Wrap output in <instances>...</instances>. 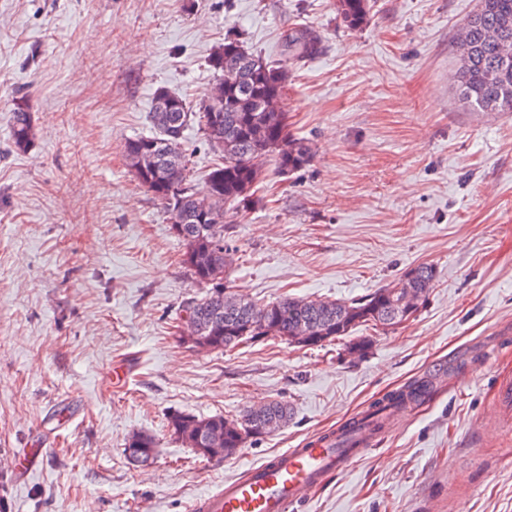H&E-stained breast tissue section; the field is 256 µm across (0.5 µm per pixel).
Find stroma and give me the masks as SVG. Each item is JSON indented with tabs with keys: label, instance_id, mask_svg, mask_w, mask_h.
<instances>
[{
	"label": "stroma",
	"instance_id": "stroma-1",
	"mask_svg": "<svg viewBox=\"0 0 512 512\" xmlns=\"http://www.w3.org/2000/svg\"><path fill=\"white\" fill-rule=\"evenodd\" d=\"M476 5L371 0L353 32L336 0H0V512H187L416 379L430 396L291 512H512V427L493 406L512 376V112L456 94ZM302 26L323 51L292 66L283 108L314 156L287 176L266 161L257 203L230 219L234 288L348 300L420 264L435 286L395 329L352 332L371 342L360 357L343 339L196 351L175 324L200 288L123 145L149 134L157 89L205 101L227 35L278 61ZM23 95L37 138L18 152ZM270 400L288 425L228 458L169 432L176 412ZM136 432L157 442L149 462L125 452ZM40 438L49 456L18 477L12 457Z\"/></svg>",
	"mask_w": 512,
	"mask_h": 512
}]
</instances>
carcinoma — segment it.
<instances>
[{"mask_svg":"<svg viewBox=\"0 0 512 512\" xmlns=\"http://www.w3.org/2000/svg\"><path fill=\"white\" fill-rule=\"evenodd\" d=\"M336 14L346 28L360 30L370 20L369 0H339ZM464 33L467 54L458 59L456 69L461 100L473 112H512V70L503 79L492 77L499 69L504 45L512 47V0H477ZM286 44L289 60L296 63L323 51L320 37L306 27L288 32ZM208 65L215 79L224 84V149L219 151L222 161L212 167L206 177V187L211 188L220 181L223 191L213 202L211 217L204 224L196 220L200 192L186 158L175 163L169 157H158L156 166L160 177H144L140 184L163 209L168 210L174 204L186 216V222L175 233L185 245L184 263L195 282L205 288V293L187 299L181 313L192 315L203 329V335L210 337L209 350L231 351L245 342L268 337L289 342L299 334L304 323L312 328V334L319 336L311 345L323 346L350 335L360 326L376 329L409 320L391 297L392 284L354 300L285 297L262 305L233 288L228 278L230 262L224 260L222 254L224 216L230 211L245 212L257 203L255 186L266 160H273L278 171L286 176L306 167L313 150L308 141L287 131L288 117L283 107L266 110L267 100H283L288 82L287 66L263 59L243 41L230 36L214 47ZM175 99L179 102L176 112H163L158 106H152V134L128 139L124 150L134 144L172 137L178 138L177 145L182 146L184 132L191 122L204 128L206 106L202 104L194 112L182 97L177 95ZM10 117L13 148L28 150L34 144L36 126L26 97L15 101ZM402 280L425 299L434 287L435 270L427 264L419 265L407 271ZM218 285L224 287L226 304L220 320L215 322L213 296L214 287ZM429 392L428 381L416 380L376 403L367 417L406 401H423ZM290 417L288 403L271 400L234 417L172 414L168 428L175 439L197 452L215 437L224 439L226 448H243L249 440L263 436L261 428L272 432L288 424ZM188 419L199 423L201 439L184 435L182 427ZM125 451L133 459L148 462L155 455L156 442L149 435L134 434Z\"/></svg>","mask_w":512,"mask_h":512,"instance_id":"cac0c4a2","label":"carcinoma"}]
</instances>
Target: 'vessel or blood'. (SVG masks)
<instances>
[{
    "instance_id": "obj_1",
    "label": "vessel or blood",
    "mask_w": 512,
    "mask_h": 512,
    "mask_svg": "<svg viewBox=\"0 0 512 512\" xmlns=\"http://www.w3.org/2000/svg\"><path fill=\"white\" fill-rule=\"evenodd\" d=\"M373 444V434L337 428L333 436L286 449L250 467L243 476L195 499L190 512H289Z\"/></svg>"
}]
</instances>
